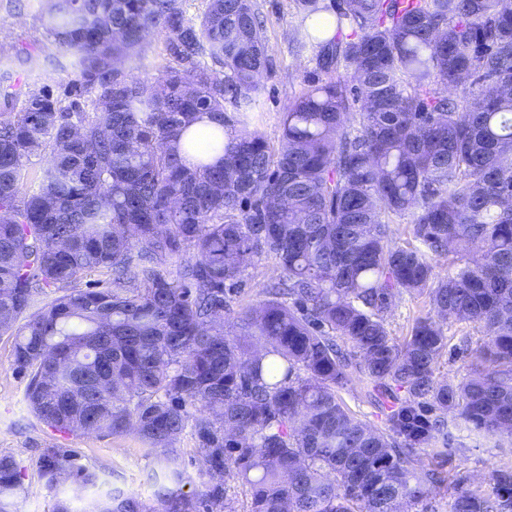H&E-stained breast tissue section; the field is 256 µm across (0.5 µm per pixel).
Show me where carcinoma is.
Listing matches in <instances>:
<instances>
[{
    "label": "carcinoma",
    "mask_w": 512,
    "mask_h": 512,
    "mask_svg": "<svg viewBox=\"0 0 512 512\" xmlns=\"http://www.w3.org/2000/svg\"><path fill=\"white\" fill-rule=\"evenodd\" d=\"M182 4L46 0L77 78L56 92L0 75V335L25 400L59 432L134 433L159 466L146 499L77 448H40L52 512H237L233 482L246 512H435L437 488L449 512H512V466L483 487L439 462L450 413L512 436V0H333L330 38L311 23L324 0H294L288 42L315 68L275 146L252 127L270 69L256 3L206 0L196 19ZM146 31L169 61L134 79ZM201 113L222 125L208 134L221 158L188 165ZM260 255L284 279L238 313L251 344L224 324ZM90 271L111 285L74 286ZM402 294L428 310L399 343L386 313ZM451 323L484 330L463 341L457 384L435 377ZM339 339L387 410L382 431L337 396ZM187 431L200 491L185 490ZM24 479L0 454V512H21Z\"/></svg>",
    "instance_id": "1"
}]
</instances>
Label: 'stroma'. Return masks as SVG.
Wrapping results in <instances>:
<instances>
[{
  "label": "stroma",
  "instance_id": "obj_1",
  "mask_svg": "<svg viewBox=\"0 0 512 512\" xmlns=\"http://www.w3.org/2000/svg\"><path fill=\"white\" fill-rule=\"evenodd\" d=\"M23 12H16L14 0H0V57L9 58L26 50L31 60L25 71L19 72V82L62 85L73 80L69 58L55 43L47 39L40 22L44 0H24ZM267 18V48L271 71L262 80L261 112L255 123L270 144H277L280 121L289 99L302 90L304 78L313 69L307 58L296 56L288 45V33L300 18L292 0H256ZM282 273L271 257H255L250 261L244 286L234 296L232 309L259 302L262 287ZM10 336L0 335V453L13 455L26 469L28 490L21 504L22 512H52L53 499L47 493L33 466L38 448L58 443L79 448L95 460L110 482L137 493L150 496V474L157 462L147 445L135 435L87 436L64 435L39 423L23 400L24 383L12 365ZM362 360L352 355L348 381L338 396L356 417L377 428H384L385 414L369 396L370 384L361 371ZM448 466L468 472L476 480L488 477L494 469L512 466V439L476 433L457 416L448 418Z\"/></svg>",
  "mask_w": 512,
  "mask_h": 512
}]
</instances>
